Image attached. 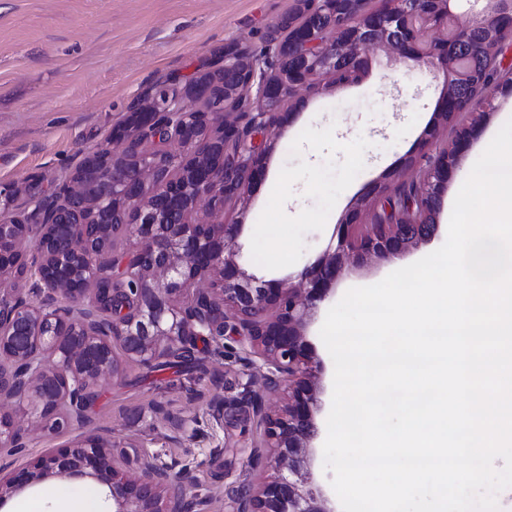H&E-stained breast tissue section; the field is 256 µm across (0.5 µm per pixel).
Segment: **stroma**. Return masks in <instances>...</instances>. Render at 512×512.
<instances>
[{
	"label": "stroma",
	"instance_id": "1",
	"mask_svg": "<svg viewBox=\"0 0 512 512\" xmlns=\"http://www.w3.org/2000/svg\"><path fill=\"white\" fill-rule=\"evenodd\" d=\"M296 7L297 0H0V211L24 206L29 176H42L50 191L88 155L119 152L113 128L157 88L189 86L228 49L260 50ZM366 55L369 65L357 81L323 76L284 102L291 121L268 154L277 191L256 193L244 206L225 205V221L244 225L237 249L248 273L296 276L321 255L371 183L389 173L399 184L413 179L402 163L416 154L433 119L443 78L431 64L381 47ZM435 222L431 240L394 261L348 264L311 317L306 334L323 373L310 455L314 481L331 507L340 501L324 468L323 444L334 363L320 328L348 289L378 283L440 248L448 234L444 209ZM265 371L234 336L219 352L199 344L188 362L129 365L122 381H99L87 428L126 444L129 458L145 441L174 468L195 469L203 512H233L226 488L272 473L265 460L249 458L263 427L245 405L253 392L268 411L284 405V392L264 390ZM22 427L26 447L0 456V469L23 467L69 440L43 432L32 419ZM92 487L87 479L56 478L17 492L4 509L20 512L27 500L52 503Z\"/></svg>",
	"mask_w": 512,
	"mask_h": 512
}]
</instances>
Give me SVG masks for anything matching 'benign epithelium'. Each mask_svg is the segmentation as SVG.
<instances>
[{
	"label": "benign epithelium",
	"instance_id": "obj_1",
	"mask_svg": "<svg viewBox=\"0 0 512 512\" xmlns=\"http://www.w3.org/2000/svg\"><path fill=\"white\" fill-rule=\"evenodd\" d=\"M481 1L476 18L463 24L450 8L453 0H383L375 13L361 10L357 0H309L305 22L290 28L287 42H270L260 54H224V85L250 87L245 124L226 119L222 100L191 111L190 102L211 98L198 83L182 94L157 93L137 108L135 122L113 129L123 151L106 155L112 178L101 179L102 192L87 197L75 217L56 219L81 191L72 179L53 201L33 193L32 210L0 215V452L26 447L19 413L49 433L85 427L98 380L124 377L118 349L126 363L152 367L187 352L199 337L220 348L224 336H238L266 366L265 387L287 388L288 402L270 415L261 397L247 401L263 425L275 476L255 489L229 490L235 512H335L323 493L307 487L323 371L306 339L308 319L330 296L347 260L392 261L433 236L437 199L496 97L493 85L481 86L480 105L470 96L471 34L485 31L480 49L489 58L501 53L503 36L512 35V0H467ZM431 28L445 29L446 37L426 40ZM364 45L426 59L442 74L443 92L422 147L458 114L479 113L457 129L450 148L423 165L406 161L417 170L406 216L375 224L360 238L352 234L363 210L389 188L378 181L297 283L259 279L239 263L235 243L243 225L224 223V202L242 203L261 188L267 153L290 116L282 103L323 74L355 79L366 65ZM144 133L148 151L134 156L132 146ZM118 241L131 249L114 254ZM26 242L34 244L33 253L21 249ZM15 279L26 288L14 287ZM22 291L39 304L26 303ZM113 448L112 440L85 431L23 468L0 471V507L13 493L55 476L96 482L112 512H184L186 502L198 500L190 468L175 473L145 448L132 476L129 460Z\"/></svg>",
	"mask_w": 512,
	"mask_h": 512
}]
</instances>
